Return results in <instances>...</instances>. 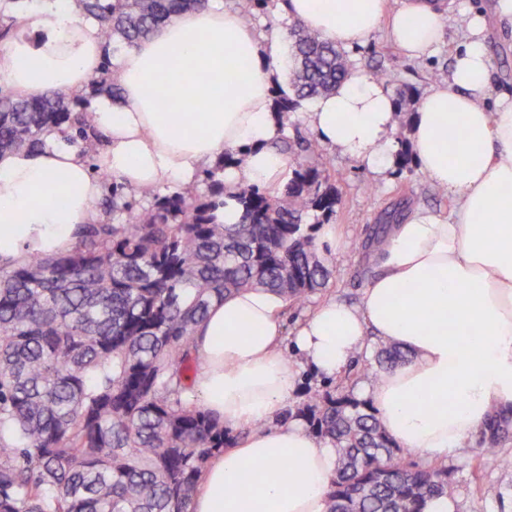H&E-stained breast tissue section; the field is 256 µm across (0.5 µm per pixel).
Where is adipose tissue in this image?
I'll use <instances>...</instances> for the list:
<instances>
[{
    "mask_svg": "<svg viewBox=\"0 0 512 512\" xmlns=\"http://www.w3.org/2000/svg\"><path fill=\"white\" fill-rule=\"evenodd\" d=\"M283 14L324 39L354 49L380 26L409 58H429L447 16L429 0H279ZM39 35L0 44V77L20 95L71 93L102 72V24L75 14L67 0H37ZM474 14L447 79L431 88L414 119L421 170L456 200L449 215L416 211L378 246L361 306L321 303L281 335L286 305L261 288L214 302L196 334L202 362L191 401L237 429L266 420L205 469L192 512H327L336 452L302 419L281 421L301 364L337 376L370 338L401 347L407 360L380 374L363 396L397 445L444 460L499 410L512 406V100L487 108L490 65ZM278 41L244 22L223 0L182 13L120 53L112 72L118 98H92L90 118L105 146L88 162L52 131L40 151L0 155V260L67 251L92 220L103 189L97 171L145 191L194 183L225 150L244 149L224 184L267 188L290 175L272 143L282 130L272 114L270 75ZM247 62L236 71L229 58ZM172 110H161L157 89ZM194 106L186 124L176 113ZM395 106L382 80L352 69L334 93L311 104L320 141L375 172L394 162ZM453 401L445 409L444 401Z\"/></svg>",
    "mask_w": 512,
    "mask_h": 512,
    "instance_id": "adipose-tissue-1",
    "label": "adipose tissue"
}]
</instances>
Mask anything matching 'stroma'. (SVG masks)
Instances as JSON below:
<instances>
[{
    "instance_id": "1",
    "label": "stroma",
    "mask_w": 512,
    "mask_h": 512,
    "mask_svg": "<svg viewBox=\"0 0 512 512\" xmlns=\"http://www.w3.org/2000/svg\"><path fill=\"white\" fill-rule=\"evenodd\" d=\"M494 3L495 0H468L469 7L482 12L486 19L490 87L485 103L489 106L498 98H512V24L497 18ZM448 11L453 21L447 24L443 40L430 58L411 60L402 56L382 30L374 32L363 46L350 53L366 72L384 69V81L389 89L412 87V100L395 115L396 129L402 135H409L412 115L417 112L423 96L435 85L436 74L447 73L465 33L456 0H450ZM320 157L336 173L339 197L336 214L331 219L336 226V246L320 251L321 256L333 264L334 273L327 287L312 292L305 302L285 310L284 330L288 333L327 299L351 305L360 303L371 272L370 259L362 253L360 245L379 224L385 211L399 203L407 213L424 208L445 215L455 205L454 199L442 195L421 169L409 173L394 167L376 174L360 161L326 146L322 147ZM498 424L497 448L503 465L477 470V461L487 446L488 434L483 429L448 459L457 512H512V415L501 417ZM486 486L494 487L495 495H484L482 489Z\"/></svg>"
}]
</instances>
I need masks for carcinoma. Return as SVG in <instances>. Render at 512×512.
I'll return each instance as SVG.
<instances>
[{"label": "carcinoma", "mask_w": 512, "mask_h": 512, "mask_svg": "<svg viewBox=\"0 0 512 512\" xmlns=\"http://www.w3.org/2000/svg\"><path fill=\"white\" fill-rule=\"evenodd\" d=\"M206 3L73 0L128 47ZM268 5L237 0L247 22ZM25 22L22 12L0 17V39ZM290 41L291 89L274 98L281 122L355 66L302 25ZM50 128L87 158L99 152L101 134L65 96L0 93V154L41 148ZM274 148L299 163L282 186L241 187L235 224L220 217V164L203 172L205 189L192 183L147 204L114 176L69 251L0 263V512H191L210 459L255 428L230 434L186 393L201 370L195 329L213 302L243 288L299 302L330 281L316 233L336 214L332 174L299 132ZM406 360L393 345L378 356L384 370ZM299 416L336 448L328 512H422L426 498L453 494L448 469L401 457L370 401L328 393Z\"/></svg>", "instance_id": "cac0c4a2"}]
</instances>
